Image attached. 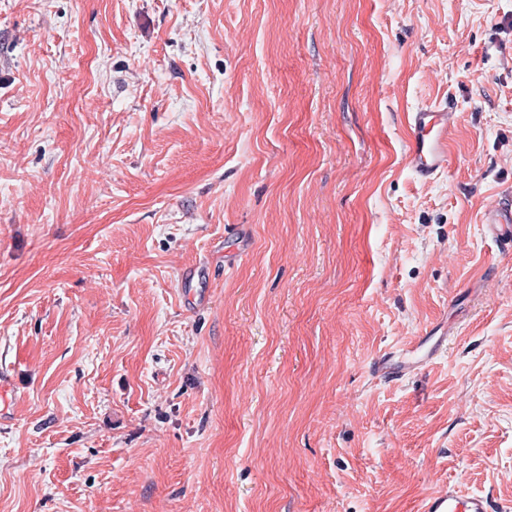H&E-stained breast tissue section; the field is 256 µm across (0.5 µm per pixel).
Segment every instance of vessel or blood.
<instances>
[{
  "label": "vessel or blood",
  "instance_id": "vessel-or-blood-1",
  "mask_svg": "<svg viewBox=\"0 0 512 512\" xmlns=\"http://www.w3.org/2000/svg\"><path fill=\"white\" fill-rule=\"evenodd\" d=\"M455 122V112L445 105L421 107L408 113L406 160L419 181H429L447 170ZM482 223L500 250L512 253V202L502 198L487 205ZM419 367V362L400 359L395 352L388 351L375 363L374 371L386 379H400ZM421 512H512V503L452 487L427 496Z\"/></svg>",
  "mask_w": 512,
  "mask_h": 512
}]
</instances>
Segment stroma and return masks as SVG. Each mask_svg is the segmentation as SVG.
<instances>
[{
    "label": "stroma",
    "mask_w": 512,
    "mask_h": 512,
    "mask_svg": "<svg viewBox=\"0 0 512 512\" xmlns=\"http://www.w3.org/2000/svg\"><path fill=\"white\" fill-rule=\"evenodd\" d=\"M511 20L0 0V512L512 501V254L481 222L512 194ZM444 102L423 183L405 115ZM456 112L448 104L407 112V166L415 177L427 182L448 169ZM439 344L429 349L416 361H405L400 359L393 351L384 352L381 358L374 365V372L386 379H400L414 373L426 361L433 358L439 351Z\"/></svg>",
    "instance_id": "1"
}]
</instances>
